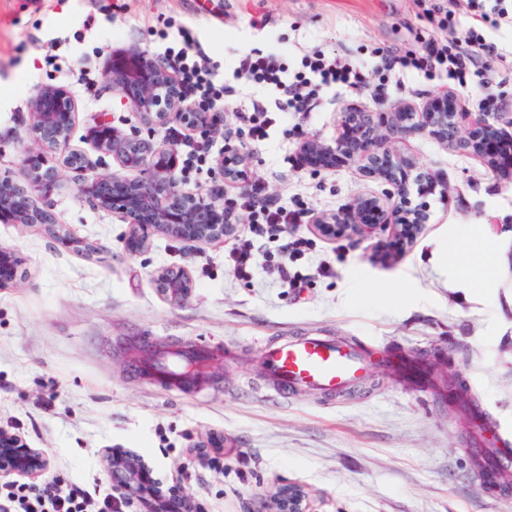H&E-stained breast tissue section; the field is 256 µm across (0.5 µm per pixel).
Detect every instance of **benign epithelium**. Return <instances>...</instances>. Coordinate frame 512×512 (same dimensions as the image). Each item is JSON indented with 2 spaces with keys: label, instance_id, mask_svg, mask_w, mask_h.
I'll list each match as a JSON object with an SVG mask.
<instances>
[{
  "label": "benign epithelium",
  "instance_id": "benign-epithelium-1",
  "mask_svg": "<svg viewBox=\"0 0 512 512\" xmlns=\"http://www.w3.org/2000/svg\"><path fill=\"white\" fill-rule=\"evenodd\" d=\"M112 88L124 98L130 109L140 113L150 125H164L173 120L190 132L210 134L224 121L221 112H195L183 99L172 76L143 50L113 57L109 67ZM78 112L76 101L64 86L40 89L30 103V130L37 149L25 152L21 167L25 182L0 181V222L4 224H43L53 236L70 245L77 242L54 218L44 199L55 188L58 171L36 158L64 154L68 132ZM499 113L480 112L467 133L455 109L448 107V94L435 96L417 110L399 105L389 110L352 109L342 116L344 130H355L353 137L343 134L330 144L315 138L302 142L300 150L323 167L338 162L360 163L368 173L392 186L390 196L399 205L389 208L376 197H360L353 206L319 220V232L331 239L356 236L367 238L377 232L405 234L413 238L417 229L428 223L429 215L421 208H408L409 183L430 192L439 187L427 171L417 168L394 153L392 144L413 134H426L459 151L481 156L487 167L497 170V162L486 151V144L498 136V128L489 118ZM89 139L100 152L109 153L123 168L135 167L142 175L126 179L118 175H84L79 188L94 204L104 210H119L131 221L128 250L136 252L149 234L161 233L186 243L222 242L236 232L224 223V204L181 192L173 178L178 165L174 147L160 148L138 136L125 137L99 123L89 130ZM248 158L236 148L224 152V182L235 184L244 179ZM373 220L361 223L364 212ZM173 301L185 299L191 284L181 273L165 278L163 288ZM49 467L46 451L29 447L23 439L0 429V479L35 478ZM106 472L112 482L114 499L131 512H202L201 507L177 486L152 485L144 492L148 466L134 452L113 448L105 457ZM252 512H311L309 495L298 484L278 487L272 504L257 501Z\"/></svg>",
  "mask_w": 512,
  "mask_h": 512
}]
</instances>
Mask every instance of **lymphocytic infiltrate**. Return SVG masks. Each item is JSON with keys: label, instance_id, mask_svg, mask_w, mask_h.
Listing matches in <instances>:
<instances>
[{"label": "lymphocytic infiltrate", "instance_id": "1", "mask_svg": "<svg viewBox=\"0 0 512 512\" xmlns=\"http://www.w3.org/2000/svg\"><path fill=\"white\" fill-rule=\"evenodd\" d=\"M466 7L473 12L475 23L459 31L455 39L449 41L442 36L443 30L456 24L455 13L449 9L440 16L435 32L420 36L419 53L383 52L385 80L375 85L369 84L363 71L348 59L313 50L302 56L299 69L293 71L276 49L242 53L233 70V80L227 83L220 77L218 62L204 51L184 22L171 16L158 18L152 33L163 41L162 62L195 111L220 112L232 108L237 134L263 141L277 122L290 117L295 120L292 133L301 134L321 92L332 87L369 90L374 103L384 106L388 95L386 80L400 79L412 70L441 74L452 85H474L482 101L493 100L496 86L489 76L491 66L482 60L484 29L499 26L512 17V12L506 8L505 0H466ZM252 88L272 89L277 96L270 104L255 100L247 106L234 105V98L242 90ZM167 136L181 149L184 172L211 174L212 142L175 127L168 128ZM239 209L249 212L251 224L249 236L237 239L224 256L233 275L242 281L253 278L254 237L265 235L273 239L289 231L292 240L281 253L269 257L267 270L280 283H301L304 275L294 265L312 245L311 238L298 231L307 221L308 209H292L264 196L258 180L249 193L225 199V216H232ZM0 512H114V504L111 494L93 493L81 485L54 478L37 488L22 484L0 486Z\"/></svg>", "mask_w": 512, "mask_h": 512}]
</instances>
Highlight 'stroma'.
Listing matches in <instances>:
<instances>
[{"label":"stroma","mask_w":512,"mask_h":512,"mask_svg":"<svg viewBox=\"0 0 512 512\" xmlns=\"http://www.w3.org/2000/svg\"><path fill=\"white\" fill-rule=\"evenodd\" d=\"M148 16L188 24L227 74L239 54L277 45L289 67L318 48L357 61L373 84L380 49H417V35L437 22L416 0H0V91L8 97L0 105V178L22 179L21 156L35 146L34 85H60L62 69L80 58L97 70L98 86L71 87L78 118L70 147L89 172L139 175L92 146L88 132L100 119L168 146L165 127L144 125L106 71L114 51L155 50ZM256 17L265 26H252ZM444 92L459 111L477 112L472 88L421 72L389 85L388 102L420 107ZM372 105L364 91L326 90L305 135L334 141L342 112ZM301 138L279 127L259 144L219 133L214 159L239 149L269 195L316 219L359 197L384 196V181L356 163L290 167L284 158ZM394 150L429 170L447 197L411 193L430 219L395 257H384L383 235L316 237L296 263L312 275L304 288L282 287L266 272L276 240H260L248 282L225 267L221 243L189 247L155 234L129 252L125 214L93 206L63 158L53 157L52 209L100 252L89 258L40 230L0 223V250L19 260L15 282L0 288V428L45 450L50 474L89 489L111 490L105 456L131 450L202 512H245L250 499L271 498L288 483L303 486L317 512H512V482L478 480L472 459L482 437L512 448V177L424 134ZM477 234L498 257L499 274L468 290L456 256ZM325 261L332 273L317 275ZM177 268L193 282L179 304L158 283ZM307 334L420 354L449 391H409L382 370L335 397L280 391L264 372L261 346ZM146 341L213 349L210 383L176 394L146 379L132 363ZM193 445L207 447L211 463L187 462L184 450Z\"/></svg>","instance_id":"1"}]
</instances>
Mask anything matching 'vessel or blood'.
Listing matches in <instances>:
<instances>
[{
  "instance_id": "1",
  "label": "vessel or blood",
  "mask_w": 512,
  "mask_h": 512,
  "mask_svg": "<svg viewBox=\"0 0 512 512\" xmlns=\"http://www.w3.org/2000/svg\"><path fill=\"white\" fill-rule=\"evenodd\" d=\"M213 360L203 346L161 351L147 368L148 374L160 373L170 389L190 385V372ZM263 364L266 373L284 390L300 389L333 396L366 379L375 365H383L408 388L420 386L427 377L425 365L410 357L376 362L370 349L361 344L328 336H302L265 345ZM485 473L506 478L512 476V461L503 449H480Z\"/></svg>"
}]
</instances>
